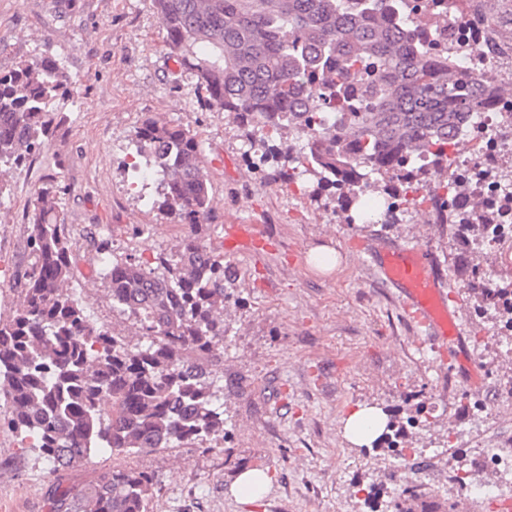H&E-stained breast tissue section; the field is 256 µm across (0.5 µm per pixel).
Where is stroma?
<instances>
[{
  "instance_id": "obj_1",
  "label": "stroma",
  "mask_w": 512,
  "mask_h": 512,
  "mask_svg": "<svg viewBox=\"0 0 512 512\" xmlns=\"http://www.w3.org/2000/svg\"><path fill=\"white\" fill-rule=\"evenodd\" d=\"M46 55L64 62L74 95L58 104L62 129L0 189V314L17 299V272L34 260L33 194L54 174L75 238L69 287L94 323L135 341L132 320L112 309L93 239L107 236L119 256L182 249L187 227L154 205L157 176L138 179L128 167L148 115L201 139L216 211L210 246L222 248L228 224H254L267 237L263 255L241 247L224 256L236 294L224 308L219 374L229 436L124 458L156 478L148 512H395L397 502L423 499L450 512L463 497L451 473L459 456L512 449V328L502 311L481 308L468 286L474 266L493 282L512 280V235L479 249V226L454 236L415 208L392 224H350L315 176L306 175L305 195L271 179L265 164L244 159L242 132L228 115L199 101L152 0H0V69ZM357 238L435 253L466 347L482 368L478 387L424 344L394 289L353 249ZM319 246L338 251L337 268L313 267ZM470 395L485 400L486 414L473 413ZM359 405L380 408L393 423L376 446L351 445L342 434V417ZM112 462L99 452L58 480L37 451L0 427V512H51L56 482L88 483ZM249 468L274 481L246 502L230 487Z\"/></svg>"
}]
</instances>
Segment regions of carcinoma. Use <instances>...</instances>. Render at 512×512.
I'll use <instances>...</instances> for the list:
<instances>
[{"mask_svg":"<svg viewBox=\"0 0 512 512\" xmlns=\"http://www.w3.org/2000/svg\"><path fill=\"white\" fill-rule=\"evenodd\" d=\"M165 42L195 78L200 101L244 130L251 149L273 162V177L297 182L309 172L317 187L351 203L354 188H374L384 201L403 199L411 179L449 167L457 134L504 94L496 81L469 79L450 55L434 61V43L415 31L421 8L432 30L454 26L444 0L410 7L407 0H153ZM468 32L486 54L491 13L467 15ZM74 81L64 64L43 56L0 70V174L26 163L64 121L55 104ZM356 94L360 109H347ZM306 133L282 152L276 140ZM135 171L161 176L157 205L188 228L183 250L154 263L116 258L97 240L112 309L136 325L145 344L130 345L90 322L66 288L73 230L61 210L58 180L47 178L28 213L36 256L0 315V402L4 423L60 473L105 448L135 455L206 441L224 432V389L208 364L221 359L224 305L234 297L224 256L205 242L214 214L198 134L148 116L135 132ZM434 224L457 231L498 229L493 202L463 212L432 198ZM154 475L112 467L86 485L57 488L54 512H147Z\"/></svg>","mask_w":512,"mask_h":512,"instance_id":"1","label":"carcinoma"}]
</instances>
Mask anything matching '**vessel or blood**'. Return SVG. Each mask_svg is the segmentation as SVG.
Segmentation results:
<instances>
[{"mask_svg":"<svg viewBox=\"0 0 512 512\" xmlns=\"http://www.w3.org/2000/svg\"><path fill=\"white\" fill-rule=\"evenodd\" d=\"M362 249L395 288L412 316L426 327L432 342L448 348L451 368L470 384L478 382V367L467 355L463 333L457 323L458 311L450 305L435 272L434 254L419 245L398 242H362Z\"/></svg>","mask_w":512,"mask_h":512,"instance_id":"b4317fda","label":"vessel or blood"}]
</instances>
